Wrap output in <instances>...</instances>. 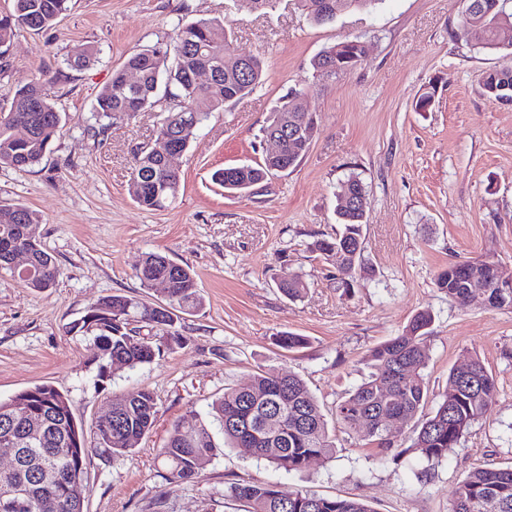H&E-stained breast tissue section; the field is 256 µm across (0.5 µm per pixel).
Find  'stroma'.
Segmentation results:
<instances>
[{"label":"stroma","instance_id":"obj_1","mask_svg":"<svg viewBox=\"0 0 512 512\" xmlns=\"http://www.w3.org/2000/svg\"><path fill=\"white\" fill-rule=\"evenodd\" d=\"M465 8L466 0H378L319 25L295 0L261 11L233 0H69L52 28L17 32L0 71V108L39 74L62 122L40 166L0 167V205L39 215V239L61 274L35 291L0 271V399L50 384L87 427L140 390L157 402L155 426L134 453L90 455L85 512H243L227 495L237 483L353 497L373 512H449L475 467L512 465V308H486L477 296L455 301L435 284L454 261L512 270V108L490 103L478 85L483 71L508 60L478 50L479 34L459 24ZM223 17L236 52L263 60V84L211 112L173 160L176 201L144 209L130 190L132 158L152 142L160 112L104 126L92 116L95 99L130 52L172 42L178 24ZM345 38L367 43L364 61L316 77L312 59ZM90 45L92 64L66 66ZM292 89L317 119L297 166L245 193L215 185L214 170L262 161L270 144L261 130ZM427 93L431 107L416 111ZM351 174L368 208L364 268L347 291L334 279L335 257L311 245L335 234L336 195ZM149 252L189 265L204 305L178 319L182 345L100 377L91 336L72 326L106 295L162 299L161 286L145 290L136 276ZM297 275L308 288L291 300L277 284ZM421 311L432 316L430 404L450 368L472 357L493 374L495 390L447 456L429 461L411 449L395 462L332 415L368 374L371 350ZM283 331L306 337L305 347L278 346ZM264 368L307 384L329 417L333 459L286 471L225 444L213 402ZM184 419L204 423L218 451L196 479L172 483L158 453Z\"/></svg>","mask_w":512,"mask_h":512}]
</instances>
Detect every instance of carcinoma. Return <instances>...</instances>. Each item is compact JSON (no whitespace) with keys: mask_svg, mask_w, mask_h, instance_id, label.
Returning <instances> with one entry per match:
<instances>
[{"mask_svg":"<svg viewBox=\"0 0 512 512\" xmlns=\"http://www.w3.org/2000/svg\"><path fill=\"white\" fill-rule=\"evenodd\" d=\"M336 0H297L301 10L317 24H327L328 2ZM67 0H14L13 11L0 14V60L6 54L17 30H42L55 24L67 10ZM470 10L460 24L478 26L482 36L480 51L506 50L512 57V41L501 39L498 14L506 15L512 26V10L505 0H468ZM92 47L67 60L70 68H83L96 59ZM366 55L359 40L344 39L323 49L312 60L316 76L336 75L334 68H352ZM202 70L210 79L198 81ZM138 76L136 86L127 76ZM263 82V64L256 57L243 60L233 44L230 24L220 19H202L178 27L173 47H155L131 53L123 65L112 72L110 84L100 92L93 106L99 119L123 120L135 112H145L161 99H177L190 107H169L161 119L154 142L134 156V199L144 209L157 211L172 204L180 190L181 177L166 166L165 153L175 146L184 151L209 113L193 111L200 102L212 110L254 94ZM479 85L488 101L512 106V65L482 73ZM292 89L284 95L268 123L263 138L283 140L281 153L267 155L256 165L225 167L212 179L231 191H246L277 172L297 165L308 151L315 118L293 104ZM61 122L60 112L47 101L40 79L34 77L17 86L9 112L0 114V166L28 170L38 166L46 155ZM305 125L309 135L284 138L285 128ZM23 127L27 135L16 134ZM367 197L362 181L352 175L341 186L337 214L340 229L334 236L314 241L313 251L321 255L347 253L336 268V283L353 287L356 271L362 268L363 240L361 206L346 205V197ZM38 214L20 205L0 206V269H8L7 255L22 248L32 257L35 274L23 279L26 287L46 290L53 287L60 267L42 247L34 230ZM141 285L151 288L154 281L168 282L161 302L147 303L123 295H107L92 303L82 323L72 329L93 334L96 356L102 360L120 359L133 369L152 362L164 347L178 345L184 337L175 329V312H193L203 305L194 273L189 267L156 252L145 255L136 272ZM489 280L488 302L492 309L512 307V273L493 261L468 260L448 265L439 273L436 286L452 299L468 297L467 283L472 278ZM290 299L302 297L307 288L297 276L279 284ZM432 316L427 311L415 314L402 333L376 346L370 353L371 369L365 379L336 405V420L356 429L364 418L361 437L383 453L396 457L381 416L419 414L428 399L425 370L429 361L426 344ZM147 334H141V331ZM495 380L483 363L472 359L448 373L442 401L425 418L411 438V447L427 460H439L455 447L471 424L487 410ZM25 405L49 412V429L43 441L28 445V426L17 414ZM224 431V442L233 448L267 460L287 471L301 470L314 458L328 459L335 453V439L326 418L306 383L292 373L261 370L245 386L224 389L213 403ZM156 401L152 392L142 390L112 403V418L97 421L92 427L93 442H88L83 426L72 413L69 399L52 385H38L0 400V439L9 433L17 448H29L28 461L14 472H0V487L24 483L31 487L34 500L18 509L0 499V512H80L86 460L89 453L102 448L113 455L132 452L156 423ZM217 447L207 428L180 421L169 431L159 456L168 466L167 478L190 482L198 474L197 460L216 455ZM228 496L246 504L245 512H373L356 498L326 497L307 491L285 495L274 485L236 484ZM450 512H512V467H476L456 491Z\"/></svg>","mask_w":512,"mask_h":512,"instance_id":"obj_1","label":"carcinoma"}]
</instances>
